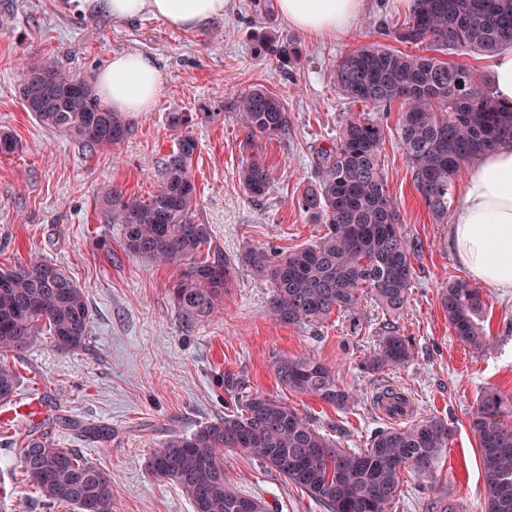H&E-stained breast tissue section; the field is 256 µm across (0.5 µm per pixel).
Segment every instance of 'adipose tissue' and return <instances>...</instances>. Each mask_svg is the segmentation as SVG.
<instances>
[{"mask_svg":"<svg viewBox=\"0 0 512 512\" xmlns=\"http://www.w3.org/2000/svg\"><path fill=\"white\" fill-rule=\"evenodd\" d=\"M227 0H75L83 13L104 12L132 21L149 14L176 29H197L224 15ZM364 0H278L281 16L315 37L351 27ZM163 76L151 57L116 53L95 76V89L115 112H147L156 105ZM450 244L470 278L512 290V145L478 156L461 188L448 229Z\"/></svg>","mask_w":512,"mask_h":512,"instance_id":"ef3b65f1","label":"adipose tissue"}]
</instances>
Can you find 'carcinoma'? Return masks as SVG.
Listing matches in <instances>:
<instances>
[{"instance_id":"1","label":"carcinoma","mask_w":512,"mask_h":512,"mask_svg":"<svg viewBox=\"0 0 512 512\" xmlns=\"http://www.w3.org/2000/svg\"><path fill=\"white\" fill-rule=\"evenodd\" d=\"M388 36L427 53L361 45L336 64V87L367 107L397 104V133L415 186L432 213L444 216L461 167L512 142V104L499 102L471 66L444 61L436 53L452 47L490 56L511 45L512 0H413L406 22ZM261 50L285 66L297 54L296 48L271 39ZM31 84L42 105L30 113L43 128L64 133L91 152L109 150L125 138L129 124L123 114L103 106L92 84L80 87V78L58 63L33 56L23 63L19 93L25 106ZM224 109L239 120L247 147L288 132L282 102L263 87L238 93L224 102ZM168 121L181 135L176 150L163 160L157 190L142 197L111 187L96 205L107 223L120 226L127 253L181 266L171 286L181 318L217 312L238 261L269 283L271 314L288 325L319 324L335 312H352L363 293L388 314L406 309L412 258L421 246L402 230L399 207L382 174L385 133L380 124L351 117L321 153L316 180L298 204L325 221L322 236L285 254L248 248L235 261L218 249L204 254L211 238L208 225L196 220L192 160L198 144L186 131L191 118L171 112ZM239 181L247 193L263 196L272 186V170L249 157L242 162ZM441 305L460 341L477 351L489 345L480 324L479 288L451 281L442 290ZM91 319L84 290L56 264L37 256L0 267V405L14 399L20 383L9 358L41 336L57 347L83 349ZM413 355L409 337L390 328L381 334L366 367L383 372ZM273 367L279 382L292 391L340 409L353 397L340 386L336 371L314 358L280 356ZM377 401L393 420L409 407L406 395L393 388L382 391ZM471 425L484 473L483 512H512V401L484 392ZM450 435L448 424L438 419L409 427L395 423L375 432L368 447L354 451L288 404L251 394L238 398L233 413L192 433L167 437L154 450L149 470L180 488L193 512H241L242 502L250 503L252 512H267L263 501L224 480V449L239 448L300 487L324 512H389L402 473L432 477ZM21 444L23 480L49 508L82 512L88 501L93 512H112V478L75 449L57 447L50 429L26 432Z\"/></svg>"}]
</instances>
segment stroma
<instances>
[{"label": "stroma", "mask_w": 512, "mask_h": 512, "mask_svg": "<svg viewBox=\"0 0 512 512\" xmlns=\"http://www.w3.org/2000/svg\"><path fill=\"white\" fill-rule=\"evenodd\" d=\"M412 0H365L352 26L311 38L278 14L275 0H230L222 18L193 31L171 29L143 15L132 22L78 12L71 0H0V131L22 146L0 155V266L40 255L59 265L86 292L92 325L86 348L74 351L40 338L15 361L21 376L16 403L37 399L38 417L8 418L0 406V512H49L22 486L20 439L38 418L60 416L59 447L74 448L112 476V512H192L174 484L147 467L169 435L190 433L235 409L238 394L274 396L299 409L343 447H367L388 418L373 403L392 385L409 394L412 420H442L451 429L434 479L404 475L392 512H482L484 480L472 412L484 390L512 399V290L482 291L483 327L491 338L476 351L458 340L440 304L452 279L466 278L448 241V218L436 217L413 184V173L396 131V112H379L340 95L333 71L354 47L390 44L389 32L408 16ZM297 46L299 58L282 66L260 52L261 38ZM153 57L163 75L155 107L126 116L130 131L112 150L90 152L65 134L41 127L19 96L21 58L37 55L72 74L93 79L113 53ZM261 85L288 113V133L261 140L253 152L273 171L270 191L247 194L239 171L248 152L227 98ZM171 112L194 114L199 147L193 176L197 220L208 225L212 247L239 258L247 246L288 252L320 236L323 222L297 206L315 180L321 149L331 147L349 116H366L384 128L380 156L387 187L398 203L402 227L423 246L412 265L409 304L386 315L370 296L351 313L320 324H283L269 313V286L239 268L222 310L200 320L176 313L168 291L180 269L128 254L118 225L95 207L103 189L116 186L148 195L159 184L162 160L176 147ZM409 336L414 359L382 373L364 362L385 324ZM308 356L331 365L355 399L339 409L318 397L288 390L272 362ZM236 379L241 393L228 391ZM111 429L108 445L82 426ZM224 475L239 492L262 498L268 512H323L318 503L273 470L238 449L224 452Z\"/></svg>", "instance_id": "1"}]
</instances>
